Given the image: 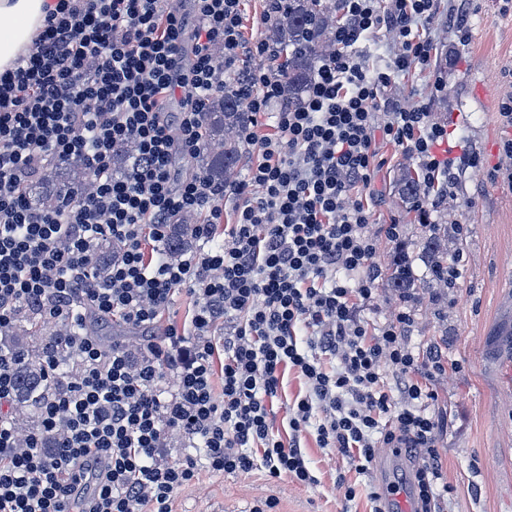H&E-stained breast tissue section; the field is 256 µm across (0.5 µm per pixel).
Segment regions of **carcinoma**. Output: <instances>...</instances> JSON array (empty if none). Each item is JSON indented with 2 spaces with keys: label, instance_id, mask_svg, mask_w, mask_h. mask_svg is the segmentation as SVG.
Returning a JSON list of instances; mask_svg holds the SVG:
<instances>
[{
  "label": "carcinoma",
  "instance_id": "carcinoma-1",
  "mask_svg": "<svg viewBox=\"0 0 512 512\" xmlns=\"http://www.w3.org/2000/svg\"><path fill=\"white\" fill-rule=\"evenodd\" d=\"M339 6L324 0H283L269 7L262 42L268 47L269 65L276 73L281 100L285 105L298 104L303 97L311 75L313 63L323 60V44L331 40L333 29L339 22ZM241 98L234 92H224V98L212 101L204 129L208 145H217L215 152L207 149L199 155V169L210 180L228 182L237 171L245 147L241 131L250 123L249 113L240 109ZM84 181L83 172L76 167L59 169L55 180L39 192L44 204H55L62 193L72 191ZM398 183L412 205L420 199L421 183L403 173ZM196 245L192 225L182 217L168 226L167 238L158 254L160 259L177 257ZM416 256L397 251L390 263V284L399 293L414 300V288H452L453 276L448 269V225L439 221L425 225ZM98 261L93 269L96 278L108 277L112 262L123 253V246L109 237L98 239L94 245ZM422 260L424 272H418L416 260ZM76 329L69 324L51 335L44 334V321L35 309H23L16 321L3 330L4 341L22 353L24 361L17 367L16 401L29 409L28 419L39 421L41 405L55 388L76 372V361L70 337Z\"/></svg>",
  "mask_w": 512,
  "mask_h": 512
}]
</instances>
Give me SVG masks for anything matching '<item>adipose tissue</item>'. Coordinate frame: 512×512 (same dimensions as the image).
Returning <instances> with one entry per match:
<instances>
[{
	"mask_svg": "<svg viewBox=\"0 0 512 512\" xmlns=\"http://www.w3.org/2000/svg\"><path fill=\"white\" fill-rule=\"evenodd\" d=\"M47 0H0V72L13 60L45 18Z\"/></svg>",
	"mask_w": 512,
	"mask_h": 512,
	"instance_id": "1",
	"label": "adipose tissue"
}]
</instances>
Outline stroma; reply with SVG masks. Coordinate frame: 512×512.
I'll list each match as a JSON object with an SVG mask.
<instances>
[{
  "label": "stroma",
  "instance_id": "35a3bbf8",
  "mask_svg": "<svg viewBox=\"0 0 512 512\" xmlns=\"http://www.w3.org/2000/svg\"><path fill=\"white\" fill-rule=\"evenodd\" d=\"M462 1L469 33L463 47L445 21ZM501 7L502 0H439L430 67L394 77L385 90L388 97L427 104L432 122L448 132L445 149L461 160L448 197L435 200L430 210L450 222L448 253L461 258L456 286L444 297L419 291L407 307L414 318L407 339L416 358L425 360L436 343L445 361L444 372L429 378L432 397L424 402L439 422L440 482L448 488L442 512H512V364L495 349L501 334L512 329V192L502 188L496 171L504 162L502 146L512 138L499 115L501 98L512 93V11ZM438 78L444 89L436 93ZM375 165L368 232L377 239L380 276L374 301L361 313L373 326L406 307L385 284L395 244L384 225H398L401 239L410 243L424 234L397 183L402 171L418 172V162L381 143ZM305 444L317 484L272 478L261 462L246 473L204 469L175 494L173 512H251L268 498L277 501L273 512H372L376 467L358 473L348 457L318 447L311 432ZM349 485L356 491L351 500L344 496Z\"/></svg>",
  "mask_w": 512,
  "mask_h": 512
}]
</instances>
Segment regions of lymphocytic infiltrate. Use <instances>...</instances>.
Returning <instances> with one entry per match:
<instances>
[{"mask_svg": "<svg viewBox=\"0 0 512 512\" xmlns=\"http://www.w3.org/2000/svg\"><path fill=\"white\" fill-rule=\"evenodd\" d=\"M189 2L185 12L172 0H52L0 73V329L25 307L69 318L81 303L96 318L119 316L146 344L136 359L122 341L72 337L78 374L43 405L22 448L9 424L19 354L0 348V512H172L175 492L198 476L192 458L164 460L174 430L201 445L211 471H251L257 449L272 477L314 485L301 433L317 408L319 447L357 463L381 448L421 458L419 512H437L438 424L418 405L430 393L405 339L413 317L378 328L360 317L375 295L364 191L377 142L416 159L423 180L454 174V158L439 152L447 130L424 105L383 95L394 75L430 65L437 0H342L338 49L296 107L278 106L277 81L258 62L264 44L244 41L241 0ZM386 36L400 51L369 70L356 45ZM244 56L255 65L239 67ZM229 86L252 114L274 112L278 135L243 129L257 159L244 180L217 185L193 161L206 148V105ZM122 145L131 155L116 177ZM53 161L83 170V186L59 204L35 203L30 191ZM228 197L230 247L149 259V242H163L180 216L200 214L193 232L209 241ZM103 235L124 252L99 280ZM179 290L194 300L191 316L163 324ZM227 320L233 330L214 341ZM288 370L306 392L286 408L284 441L273 404Z\"/></svg>", "mask_w": 512, "mask_h": 512, "instance_id": "lymphocytic-infiltrate-1", "label": "lymphocytic infiltrate"}]
</instances>
